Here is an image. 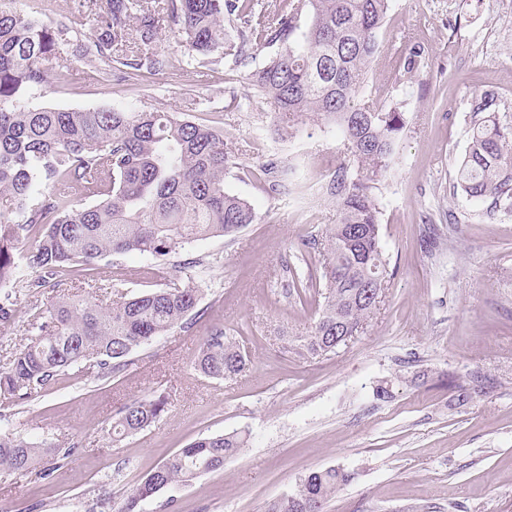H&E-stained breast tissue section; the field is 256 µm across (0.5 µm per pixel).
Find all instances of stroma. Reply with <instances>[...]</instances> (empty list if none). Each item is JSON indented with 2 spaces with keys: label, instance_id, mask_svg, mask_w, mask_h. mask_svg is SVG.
I'll list each match as a JSON object with an SVG mask.
<instances>
[{
  "label": "stroma",
  "instance_id": "obj_1",
  "mask_svg": "<svg viewBox=\"0 0 512 512\" xmlns=\"http://www.w3.org/2000/svg\"><path fill=\"white\" fill-rule=\"evenodd\" d=\"M43 19L75 21L66 69L30 92L29 107L177 112L223 129L250 152L224 176L226 191L258 221L236 238L182 250L193 270L199 317L190 330L138 350L123 373L85 377L14 406L0 426L32 441L77 443L75 461L51 481L0 475V512H120L153 468L195 438L240 432L247 442L218 472L148 499L144 512H265L299 479L329 467L352 480L325 512H512V215L453 190L482 91L512 115V0H391L381 31L384 67L368 82L387 88L380 109L400 106L406 127L381 201V237L392 276L374 315L347 345L314 359L282 352L280 339L313 323L318 295L300 302L284 286L304 239L335 223L323 192L334 169L357 163L336 125H300L280 138L257 103L250 68L208 71L177 34L154 43L171 69L145 81L100 82L82 43L94 19L79 0H14ZM425 66L413 82L400 66L413 46ZM276 160L294 172L290 195L265 190L259 168ZM152 258L115 255L93 271L127 294L160 286ZM241 333L251 362L237 378L199 375L195 359L213 327ZM386 386L390 397L377 396ZM162 394L150 427L112 442L116 414L133 399Z\"/></svg>",
  "mask_w": 512,
  "mask_h": 512
}]
</instances>
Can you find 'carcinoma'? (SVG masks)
<instances>
[{
	"instance_id": "obj_1",
	"label": "carcinoma",
	"mask_w": 512,
	"mask_h": 512,
	"mask_svg": "<svg viewBox=\"0 0 512 512\" xmlns=\"http://www.w3.org/2000/svg\"><path fill=\"white\" fill-rule=\"evenodd\" d=\"M96 24L84 53L104 63L98 78L144 80L171 67L151 46L161 31L178 33L197 64L208 68L226 60L246 66L256 52L278 47L252 72V86L267 101L283 134L291 137L304 120L338 125L346 150L357 162L335 170L326 194L339 217L325 232L303 242L305 264L316 274L291 276L296 296L317 289L323 303L304 335L282 337V348L306 359L336 351V337L362 325L376 310L364 295L370 279L386 281L388 260L380 233V203L374 195L386 177L404 113L360 102L370 70L381 59L379 33L389 0H286L269 13L259 0H88ZM236 33L226 38L225 27ZM77 30L67 21L46 22L32 13L0 5V324L14 322L10 298L39 296L75 280L83 295H56L28 310V342L0 368V398L12 403L77 382L92 372L116 375L138 348L185 328L196 316L200 289L171 281L154 291L115 299L99 298L102 286L89 272L113 255L136 253L164 264L185 246L207 237H234L257 223L251 204L224 190V172L236 164L240 148L224 131L170 112L115 109L68 111L27 108L21 101L48 82L51 64L61 65ZM140 43L138 53L126 43ZM424 67L423 50L404 57L403 77ZM497 97L485 92L473 111L467 156L456 187L476 201L512 210V123L493 110ZM268 189L287 186L289 169L262 166ZM92 198L85 205L82 199ZM249 353L239 338L221 327L204 337L195 361L203 376L224 381L242 373ZM167 407L159 394L137 398L112 422V440L154 423ZM245 439L238 433L199 437L148 473L120 512H141V503L174 485H187L224 462ZM71 460L75 446L26 440L0 428V470L49 478L56 468L35 470L45 448ZM351 480L342 469L314 471L296 491L270 503L266 512H303L302 505H325Z\"/></svg>"
}]
</instances>
